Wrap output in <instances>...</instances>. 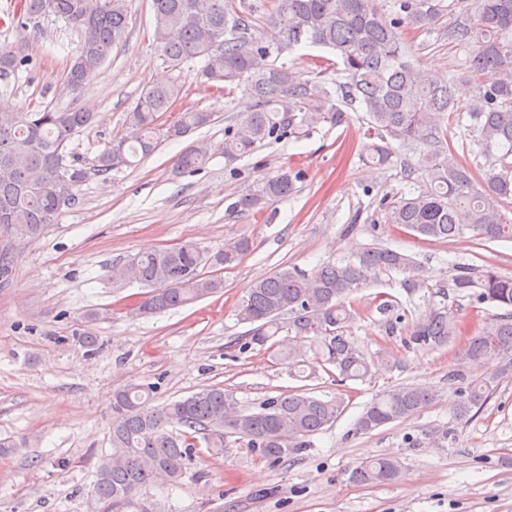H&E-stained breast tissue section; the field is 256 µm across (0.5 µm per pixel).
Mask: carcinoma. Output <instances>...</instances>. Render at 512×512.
I'll return each instance as SVG.
<instances>
[{
	"label": "carcinoma",
	"instance_id": "carcinoma-1",
	"mask_svg": "<svg viewBox=\"0 0 512 512\" xmlns=\"http://www.w3.org/2000/svg\"><path fill=\"white\" fill-rule=\"evenodd\" d=\"M393 18L375 0H276L269 16L270 34L260 36L246 0H152L153 41L164 63L179 75L148 87L128 113L130 136L112 140L90 167L66 161V146L94 117L81 110L46 107L36 112H0V283L13 274V242L38 240L56 223L58 199L77 201L79 186L90 175L106 176L137 158H146L160 139L182 138L211 124L213 113L187 108L167 125L162 117L182 97L183 66L197 58L204 65L197 77L219 93L236 89L253 99L252 109L224 129V157L250 154L268 138L300 134L326 122L339 127L348 110L366 114L372 143L367 162L391 163L392 142L418 150L427 184L415 194L385 206L386 223L413 236L449 240L470 233L482 241H511L512 219L503 213L512 199V0H473L467 21L448 29V39L468 49L465 72L477 78L496 70L495 83L482 89L469 112L477 141L489 154L499 152L494 166L476 183L472 170L448 157L449 120L456 117L455 99L446 80L426 78L401 37L405 25L420 30L436 26L443 0H397ZM26 19L55 15L81 32L78 54L66 74V87H84L105 64L127 27L128 0H19ZM309 44L329 49L344 77L336 92L322 71L302 72L278 63L285 53ZM25 62L19 51H0V79ZM210 148L191 144L177 157L175 173L201 170ZM294 189L290 169L282 167L246 187L234 209L250 212L285 198ZM251 250L245 237L224 240L210 254L188 240L174 250L153 249L127 256L112 269L115 284L146 289L133 308L152 315L182 308L224 289V280L201 272L205 266H232ZM406 274L411 294L428 283L413 258L384 246L370 247L345 263H324L307 272L284 269L254 281L237 305V318L250 325L247 345L298 369L336 370L340 381L362 380L371 362L349 329L358 293L378 275ZM453 290L480 302L512 307V277L491 265H458L451 274ZM289 321L282 322L283 316ZM315 341L314 361L299 360L296 348L279 338L283 328ZM461 333L447 305H434L419 316L410 342L439 348ZM458 361L500 359L501 371L512 368V316L485 323L456 353ZM496 378L472 379L460 391L455 413L460 419L481 408ZM156 387L131 383L113 394L111 452L96 468L97 512H159L146 489L158 479L177 484L199 442L213 455L224 453L228 438L277 462L308 447L310 438L332 424L344 408L340 397L324 400L311 389L297 387L270 399L266 408L248 413L237 407L234 392L219 385L191 396L153 404ZM436 391L427 386L385 390L365 406L356 429L369 433L407 419L431 406ZM399 462L380 455L361 462L351 473L362 485L396 479Z\"/></svg>",
	"mask_w": 512,
	"mask_h": 512
}]
</instances>
